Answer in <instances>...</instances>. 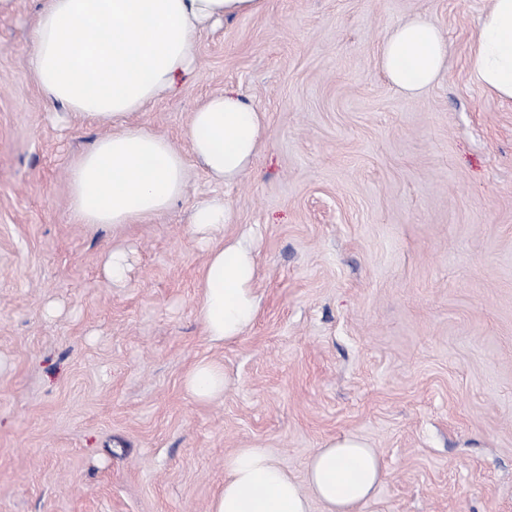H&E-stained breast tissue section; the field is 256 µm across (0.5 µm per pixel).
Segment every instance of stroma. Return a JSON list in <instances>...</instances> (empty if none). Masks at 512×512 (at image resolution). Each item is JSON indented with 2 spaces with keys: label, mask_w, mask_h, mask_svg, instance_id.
<instances>
[{
  "label": "stroma",
  "mask_w": 512,
  "mask_h": 512,
  "mask_svg": "<svg viewBox=\"0 0 512 512\" xmlns=\"http://www.w3.org/2000/svg\"><path fill=\"white\" fill-rule=\"evenodd\" d=\"M41 5L0 17V512H208L234 449L299 479L347 434L384 466L360 512H512V103L468 73L489 0H267L202 33L192 78L134 124L187 150L190 112L235 90L265 148L230 186L191 167L169 211L116 232L73 219L69 169L109 128L43 98ZM418 13L448 62L410 97L376 49ZM213 195L261 269L254 326L220 347L189 230ZM205 357L229 378L212 404L183 385ZM106 269L112 283H120L126 278L128 269L127 253L120 248L112 249L106 262Z\"/></svg>",
  "instance_id": "1"
}]
</instances>
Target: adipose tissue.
Returning a JSON list of instances; mask_svg holds the SVG:
<instances>
[{
    "instance_id": "1",
    "label": "adipose tissue",
    "mask_w": 512,
    "mask_h": 512,
    "mask_svg": "<svg viewBox=\"0 0 512 512\" xmlns=\"http://www.w3.org/2000/svg\"><path fill=\"white\" fill-rule=\"evenodd\" d=\"M265 7L266 0H44L29 59L42 94L74 116L112 126L70 168L78 223L118 230L165 212L184 195L192 162L223 184L249 172L266 141L267 116L234 92L211 95L191 112L184 152L130 117L192 73L203 30ZM377 60L395 89L417 95L445 70L448 42L416 14L389 29ZM468 72L501 101H512V0H491L480 16ZM230 222L217 196L201 199L190 219L207 246L196 316L216 345L245 334L261 304L253 237L225 235ZM183 385L197 402L215 401L226 387L224 366L200 359ZM382 479L378 454L358 435L318 448L301 482L267 448L251 444L225 456L224 487L209 512H310L315 500L325 512H358Z\"/></svg>"
}]
</instances>
